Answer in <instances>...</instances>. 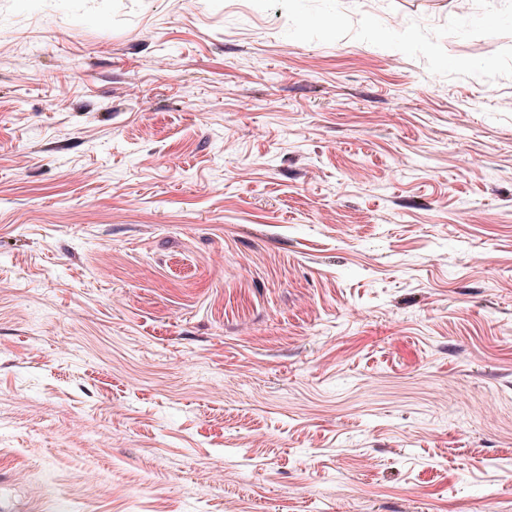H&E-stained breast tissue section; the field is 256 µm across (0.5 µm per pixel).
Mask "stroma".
Masks as SVG:
<instances>
[{
    "instance_id": "stroma-1",
    "label": "stroma",
    "mask_w": 512,
    "mask_h": 512,
    "mask_svg": "<svg viewBox=\"0 0 512 512\" xmlns=\"http://www.w3.org/2000/svg\"><path fill=\"white\" fill-rule=\"evenodd\" d=\"M0 0V512H512V0Z\"/></svg>"
}]
</instances>
